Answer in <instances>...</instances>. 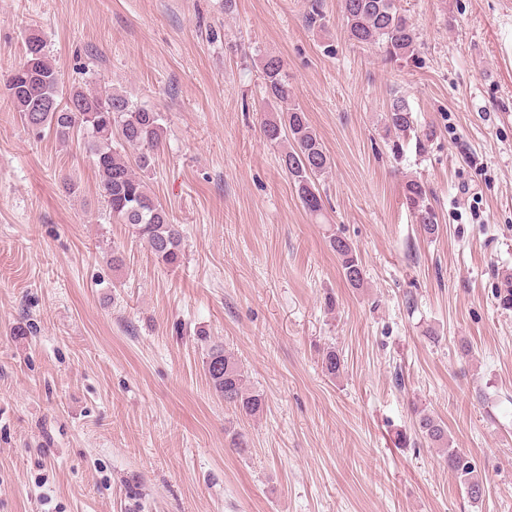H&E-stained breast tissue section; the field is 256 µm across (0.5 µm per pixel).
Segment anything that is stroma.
<instances>
[{"label": "stroma", "instance_id": "35a3bbf8", "mask_svg": "<svg viewBox=\"0 0 512 512\" xmlns=\"http://www.w3.org/2000/svg\"><path fill=\"white\" fill-rule=\"evenodd\" d=\"M309 4L0 0V75L36 27L63 89L163 113L150 186L185 232L183 266L164 268L109 219L82 143L32 136L0 96V512H512V310L496 299L512 273V0H401L419 45L398 63L348 40L341 0L312 25ZM271 56L333 160L318 218L263 140ZM397 97L430 135L399 160ZM408 175L438 236L406 207ZM213 343L263 394L259 416L212 391ZM422 409L473 459L480 502L417 433ZM409 103L402 97L393 99L388 112L385 114L384 124L388 132H394L398 140L394 141L392 151L394 156L402 149L399 144L401 136H407L414 129V121ZM401 148V149H400ZM402 188L406 205L420 230L430 238L437 236L440 225L435 210L429 203L430 193L425 183L417 178H408ZM328 244L330 249L336 254L345 281L351 287H363L365 271L361 257L354 244L338 234L330 235Z\"/></svg>", "mask_w": 512, "mask_h": 512}]
</instances>
